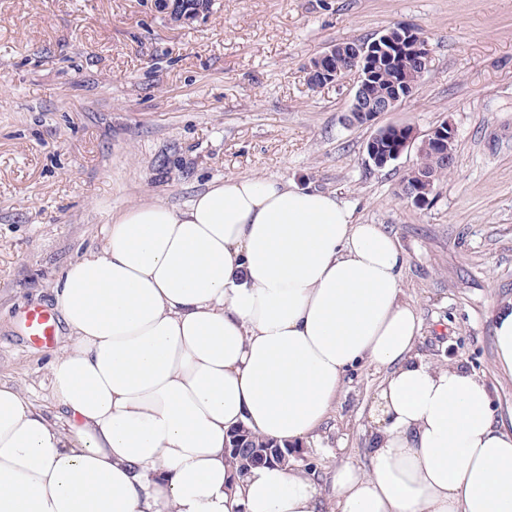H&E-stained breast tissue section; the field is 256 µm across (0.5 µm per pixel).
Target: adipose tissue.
I'll use <instances>...</instances> for the list:
<instances>
[{"instance_id": "1", "label": "adipose tissue", "mask_w": 512, "mask_h": 512, "mask_svg": "<svg viewBox=\"0 0 512 512\" xmlns=\"http://www.w3.org/2000/svg\"><path fill=\"white\" fill-rule=\"evenodd\" d=\"M402 264L383 225L279 179L124 209L53 288L58 413L0 384V512H324L297 463L229 490L226 443L244 427L301 444L364 364L385 370L370 468H336L333 512H512V430L482 376L419 352ZM493 339L512 378V299Z\"/></svg>"}]
</instances>
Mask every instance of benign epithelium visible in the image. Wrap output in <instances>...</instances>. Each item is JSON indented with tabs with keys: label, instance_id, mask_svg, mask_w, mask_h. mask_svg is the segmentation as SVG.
<instances>
[{
	"label": "benign epithelium",
	"instance_id": "7a95c632",
	"mask_svg": "<svg viewBox=\"0 0 512 512\" xmlns=\"http://www.w3.org/2000/svg\"><path fill=\"white\" fill-rule=\"evenodd\" d=\"M160 10L168 14L170 20L175 24H192L203 18V13H185L171 5V0H156ZM412 44L416 48L419 58L424 65H429V48L425 39L409 24H401L398 28L387 29L379 34L370 44H335L330 46L319 56L313 58L308 66V71L314 76L315 86H325L328 84H339L344 79V73L352 71L356 73L357 80L355 92L352 98L351 107L348 113V122L352 124L367 125L373 123L379 115L385 112L395 111L403 99L407 98L412 92L415 82L403 81L402 84L391 92V94L376 99L370 94V89L376 78V66L381 63L383 57L381 50L384 45L393 48L390 55H395L404 50L403 44ZM345 58L348 64L346 68L331 69L327 66V60ZM399 128L404 132L402 147H408L415 141L416 132L409 124H399L397 126L388 124L376 129L366 145V151L369 160L378 168H383L390 162L396 160L399 154H387L380 149L379 142L387 138L389 131L393 128ZM447 139L448 143H453L455 131L453 126L443 123L435 127L430 134L422 141L419 147V153H424L425 147L429 142H438L441 139ZM409 176L415 179L416 187L405 190L403 198L420 204L428 200V195L434 191L433 172L425 168L424 164L419 163L410 172Z\"/></svg>",
	"mask_w": 512,
	"mask_h": 512
}]
</instances>
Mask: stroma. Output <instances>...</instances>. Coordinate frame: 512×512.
I'll return each instance as SVG.
<instances>
[{"mask_svg":"<svg viewBox=\"0 0 512 512\" xmlns=\"http://www.w3.org/2000/svg\"><path fill=\"white\" fill-rule=\"evenodd\" d=\"M400 23L428 43L412 95L376 125L346 122L353 79L308 82L311 59ZM456 130L428 203L403 200L411 145L369 161L375 126ZM275 178L333 193L400 244L419 349L489 383L512 428V379L495 363L491 313L512 297V0H214L176 25L154 0H0V382L54 411L48 364L66 342H28L23 315L62 268L96 247L113 214L184 206L214 181ZM383 376L351 372L303 444L325 503L343 462L368 467L361 414Z\"/></svg>","mask_w":512,"mask_h":512,"instance_id":"35a3bbf8","label":"stroma"}]
</instances>
